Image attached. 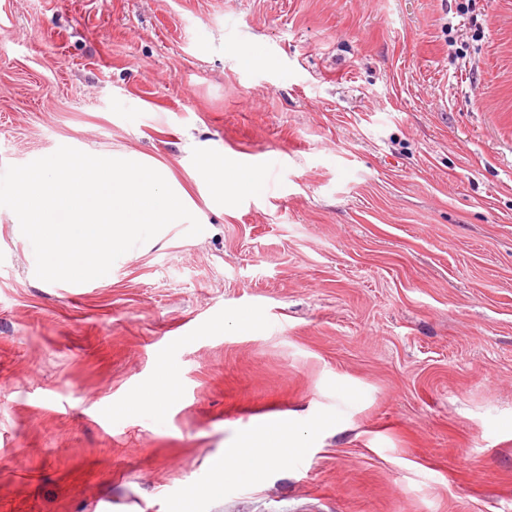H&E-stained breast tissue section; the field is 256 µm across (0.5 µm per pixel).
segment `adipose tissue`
Instances as JSON below:
<instances>
[{"instance_id":"adipose-tissue-1","label":"adipose tissue","mask_w":512,"mask_h":512,"mask_svg":"<svg viewBox=\"0 0 512 512\" xmlns=\"http://www.w3.org/2000/svg\"><path fill=\"white\" fill-rule=\"evenodd\" d=\"M204 178L216 188L234 191L259 190L261 176L258 172L236 165L226 164L223 157L210 156L200 166ZM176 391L172 375L161 374L155 381L132 396L125 406L126 411H150L161 413L165 402L171 400ZM296 428L288 421L268 423L241 439L237 446L225 449L224 468L235 472L239 478H249L252 470L264 465L269 448L286 452L301 447Z\"/></svg>"}]
</instances>
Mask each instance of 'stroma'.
Returning a JSON list of instances; mask_svg holds the SVG:
<instances>
[{"instance_id":"1","label":"stroma","mask_w":512,"mask_h":512,"mask_svg":"<svg viewBox=\"0 0 512 512\" xmlns=\"http://www.w3.org/2000/svg\"><path fill=\"white\" fill-rule=\"evenodd\" d=\"M62 145L204 230L47 283L0 207V512H512V0H0V171ZM204 178L217 188V199H224V186L234 191L260 189L262 177L256 171L237 165H224L223 156L206 157L200 166ZM176 381L165 372L144 389L132 396L124 410L128 412L150 411L161 414L163 404L175 396ZM268 448H278L277 452L285 453L303 446L296 428L287 420L267 423L241 439L234 448L224 450L221 458L224 459V468L220 475L224 477L225 471H235L239 478H249L254 468L265 464Z\"/></svg>"}]
</instances>
